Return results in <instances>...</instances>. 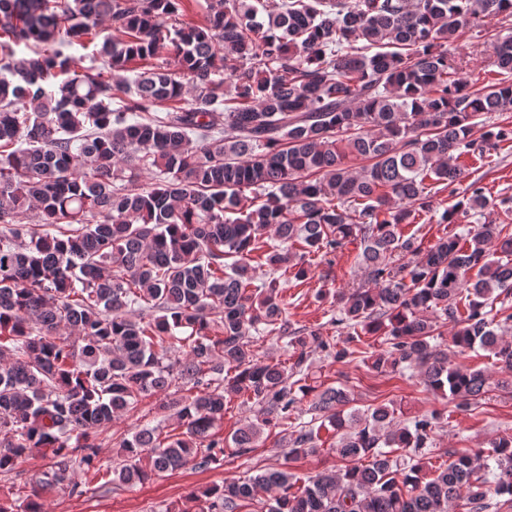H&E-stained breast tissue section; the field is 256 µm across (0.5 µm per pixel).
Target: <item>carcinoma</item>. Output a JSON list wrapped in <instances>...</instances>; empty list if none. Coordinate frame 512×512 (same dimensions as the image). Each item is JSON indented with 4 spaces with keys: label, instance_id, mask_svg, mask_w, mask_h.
I'll return each mask as SVG.
<instances>
[{
    "label": "carcinoma",
    "instance_id": "carcinoma-1",
    "mask_svg": "<svg viewBox=\"0 0 512 512\" xmlns=\"http://www.w3.org/2000/svg\"><path fill=\"white\" fill-rule=\"evenodd\" d=\"M0 0V473L49 460L0 496V512H46L43 493L75 492L77 473L142 483L190 462L220 465L264 429L288 459L337 437L344 466L297 485L288 469L190 491L166 512H469L512 509V437L482 453L431 448L444 413L397 422L352 407L343 387L309 383L311 355L345 364L361 333L376 372L418 371L426 390L467 411L488 392L482 368L430 339L453 326L457 353L492 354L512 391V207L427 248L402 226L484 212L479 180L452 206L435 195L469 174L463 158L512 146V126L473 137L476 119L512 112V35L493 43L499 78L482 86L448 52L462 29L512 15V0ZM91 50L81 66L60 47ZM167 56L139 70L137 61ZM366 162L358 171L347 156ZM154 175L146 188L142 174ZM259 193L241 207L244 190ZM269 234L267 277L251 253ZM349 243L369 286L336 291L345 338L291 327L276 273L297 282L310 260ZM185 329L189 334L176 335ZM289 339L293 362L261 360L253 337ZM176 355H171V352ZM179 433L143 427L122 467L98 466L99 435L141 399L176 384ZM312 395L311 421L298 403ZM260 415L224 439V396ZM320 426H314V422Z\"/></svg>",
    "mask_w": 512,
    "mask_h": 512
}]
</instances>
